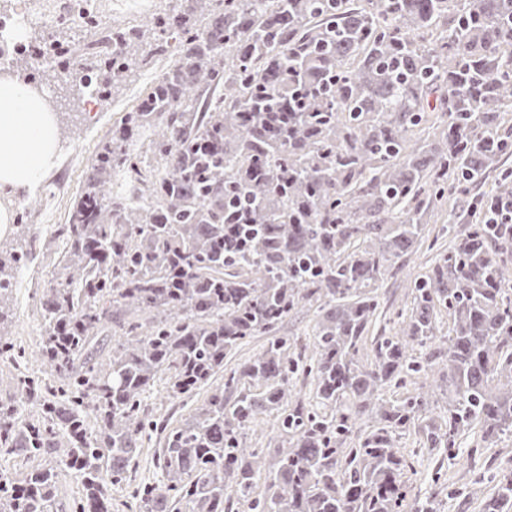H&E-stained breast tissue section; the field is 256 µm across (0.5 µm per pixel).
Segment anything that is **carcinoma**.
<instances>
[{"mask_svg": "<svg viewBox=\"0 0 512 512\" xmlns=\"http://www.w3.org/2000/svg\"><path fill=\"white\" fill-rule=\"evenodd\" d=\"M189 2L111 26L110 59L76 51L68 21L40 38L106 92L157 54L175 61L99 143L59 230L38 354L64 399L20 373V398L0 402V454L29 464L0 471V512H58L62 467L81 512H112L154 376L178 398L221 370L189 422H152L163 480L136 488L135 512H439L435 496L407 499L404 432L446 451L474 427L487 448L512 434V295L494 250L512 225L486 223L512 173L471 194L512 155V0ZM118 174L125 194L106 189ZM448 199L464 227L448 225L443 253L423 218ZM423 247L430 267L363 362L377 282ZM23 257L0 258V290ZM310 311L313 342L278 335ZM110 324L107 357L75 366ZM257 335L269 339L226 368ZM269 417L272 448L252 441ZM482 484V512H512V475ZM56 494L58 502L65 505L67 511H72L73 509L70 507L82 503L84 493L80 480L69 470L62 469L58 478Z\"/></svg>", "mask_w": 512, "mask_h": 512, "instance_id": "obj_1", "label": "carcinoma"}]
</instances>
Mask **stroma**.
<instances>
[{"mask_svg": "<svg viewBox=\"0 0 512 512\" xmlns=\"http://www.w3.org/2000/svg\"><path fill=\"white\" fill-rule=\"evenodd\" d=\"M96 2L107 23L124 26L146 23L161 4V0ZM172 63L171 56L154 57L147 66L131 75L127 83L100 99L78 91L75 84L60 85L49 67L37 70L39 84L50 90L56 102L63 149L54 165L45 171L41 188L19 195L0 190V205L16 211L15 222L6 233L0 234V250L16 246L33 225L49 227L39 246L36 265L19 272L9 293L0 296V335L25 349V367L43 384L53 387L59 384L57 376L37 358L36 327L42 296L47 288L60 281L63 272V244L57 229L68 221L97 144L107 138L113 125L140 101L154 77ZM202 401L199 395L187 400L169 398L162 380L155 381L145 395L149 413L173 427L189 420ZM401 445L416 454L415 469L406 475L410 498L422 500L438 496L440 512H480L478 503L468 498L473 481L483 480L485 488L489 489L503 474L512 471V434L502 436L496 447L486 448L477 433H470L463 438L457 456L452 458L438 451L419 452V440L413 434L405 436ZM161 446L162 439L157 435L142 441L131 482L112 488V512H133L134 485L161 479L157 467Z\"/></svg>", "mask_w": 512, "mask_h": 512, "instance_id": "stroma-1", "label": "stroma"}]
</instances>
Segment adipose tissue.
Listing matches in <instances>:
<instances>
[{
	"instance_id": "1",
	"label": "adipose tissue",
	"mask_w": 512,
	"mask_h": 512,
	"mask_svg": "<svg viewBox=\"0 0 512 512\" xmlns=\"http://www.w3.org/2000/svg\"><path fill=\"white\" fill-rule=\"evenodd\" d=\"M58 155L48 96L13 72H0V188L32 191Z\"/></svg>"
}]
</instances>
